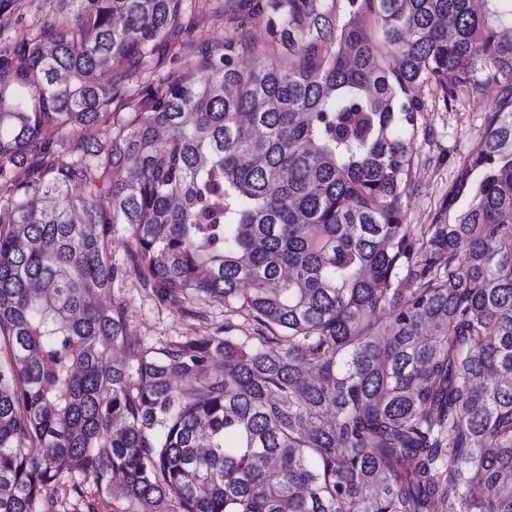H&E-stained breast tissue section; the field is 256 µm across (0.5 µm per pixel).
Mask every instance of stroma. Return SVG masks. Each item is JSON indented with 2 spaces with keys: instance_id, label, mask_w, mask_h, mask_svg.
I'll use <instances>...</instances> for the list:
<instances>
[{
  "instance_id": "35a3bbf8",
  "label": "stroma",
  "mask_w": 512,
  "mask_h": 512,
  "mask_svg": "<svg viewBox=\"0 0 512 512\" xmlns=\"http://www.w3.org/2000/svg\"><path fill=\"white\" fill-rule=\"evenodd\" d=\"M187 2L191 6L189 26L158 40L149 70L140 78L127 79L128 96L136 104H143L148 84L196 70L205 54L223 51L225 40L230 38L246 36L252 47L251 52L240 56V69H247L260 59L287 62L288 46L270 36L265 17H229L225 13L227 0ZM70 17L64 0H18L10 13L0 16V46L33 38L45 23L63 22ZM415 94L421 109L412 133L414 166L404 210L407 224L417 231L432 223L464 160L483 139L486 117L494 106L498 89L491 85L480 92H463L449 104L444 103L440 88L432 82L421 83ZM128 237L126 225H115L112 262L120 273L112 281L108 299L124 307L132 336L129 345L114 353L115 363L135 364L142 350L164 349L190 337L250 334L251 321L223 301L197 302L196 315L189 316L143 287L127 269ZM82 488L83 499H60L58 512H129L124 498L97 489L92 480H85Z\"/></svg>"
}]
</instances>
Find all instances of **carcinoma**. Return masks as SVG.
<instances>
[{"instance_id": "1", "label": "carcinoma", "mask_w": 512, "mask_h": 512, "mask_svg": "<svg viewBox=\"0 0 512 512\" xmlns=\"http://www.w3.org/2000/svg\"><path fill=\"white\" fill-rule=\"evenodd\" d=\"M231 2L288 63L241 70L232 38L68 160L122 95L100 70L147 69L185 0H72L0 47V512H55L77 474L136 512H512V0ZM421 81L499 98L415 234ZM116 224L143 286L254 335L112 363ZM123 108L121 104L117 106L114 104L112 109H115L116 112H112L94 125L73 130L69 138L60 142L57 146V152L60 158H70L69 141L72 143L81 140L92 144H106L115 133L117 125L129 115V110Z\"/></svg>"}]
</instances>
